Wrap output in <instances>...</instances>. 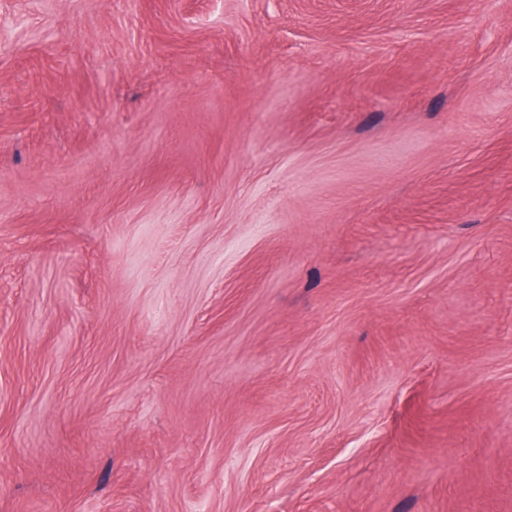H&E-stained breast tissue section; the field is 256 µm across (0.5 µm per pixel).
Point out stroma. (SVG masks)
Segmentation results:
<instances>
[{
	"instance_id": "35a3bbf8",
	"label": "stroma",
	"mask_w": 512,
	"mask_h": 512,
	"mask_svg": "<svg viewBox=\"0 0 512 512\" xmlns=\"http://www.w3.org/2000/svg\"><path fill=\"white\" fill-rule=\"evenodd\" d=\"M0 512H512V0H0Z\"/></svg>"
}]
</instances>
